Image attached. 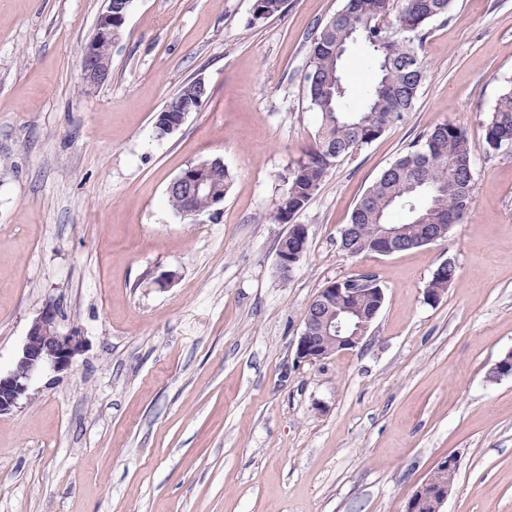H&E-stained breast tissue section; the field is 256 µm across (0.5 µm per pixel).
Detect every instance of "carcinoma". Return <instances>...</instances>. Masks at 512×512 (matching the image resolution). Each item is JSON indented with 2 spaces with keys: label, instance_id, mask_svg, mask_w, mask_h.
I'll return each instance as SVG.
<instances>
[{
  "label": "carcinoma",
  "instance_id": "carcinoma-1",
  "mask_svg": "<svg viewBox=\"0 0 512 512\" xmlns=\"http://www.w3.org/2000/svg\"><path fill=\"white\" fill-rule=\"evenodd\" d=\"M285 0H254L252 21L280 14ZM453 0H404L395 23H385L390 0H346L313 39L304 74V94L321 118L318 141L307 158L298 162L288 179L271 220L292 224L307 206L328 169L339 159L371 143L411 111L424 78L416 41L422 31L448 15ZM360 37L373 52L374 76L360 92L345 80L341 68L345 48ZM486 143L493 151L512 148V89L498 98L486 127ZM474 181L468 140L453 123L436 126L425 141L409 147L387 168L355 205L350 223L363 233L344 252L350 256L375 253L376 225L392 224L413 233L420 224H447L458 213L469 212L474 191L464 183ZM405 212L393 219L395 209ZM457 276L456 269L433 274L428 287L445 292Z\"/></svg>",
  "mask_w": 512,
  "mask_h": 512
}]
</instances>
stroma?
<instances>
[{
    "mask_svg": "<svg viewBox=\"0 0 512 512\" xmlns=\"http://www.w3.org/2000/svg\"><path fill=\"white\" fill-rule=\"evenodd\" d=\"M343 4L287 0L255 23L253 0H132L112 77L88 89L103 0H0V370L46 302L84 339L0 416V512H405L448 456L441 512H512V377H489L512 353V151L485 139L512 89V0H454L426 28L412 111L329 169L284 280L288 227L268 216L317 140L303 75ZM195 79L199 110L159 136ZM446 122L468 139L471 212L432 244L341 251L364 192ZM215 158L223 204L176 215L170 183ZM447 260L457 278L427 301ZM358 275L384 291L364 342L298 360L310 301ZM194 94V86L193 81L183 83L180 87V89L166 102V104L163 106L160 112H158L156 118H155V124L157 132L159 133L161 130L164 129V125L167 122V117L172 116V120L169 121L168 125L166 126V132L167 134H172L179 130V128L185 123L187 117L191 112H196L199 109L200 104H190L187 106H182L181 108H178L175 112L177 114L172 115L173 113H169L165 110V106L177 99H186V98H192Z\"/></svg>",
    "mask_w": 512,
    "mask_h": 512,
    "instance_id": "1",
    "label": "stroma"
}]
</instances>
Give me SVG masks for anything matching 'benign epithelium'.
I'll use <instances>...</instances> for the list:
<instances>
[{"label": "benign epithelium", "mask_w": 512, "mask_h": 512, "mask_svg": "<svg viewBox=\"0 0 512 512\" xmlns=\"http://www.w3.org/2000/svg\"><path fill=\"white\" fill-rule=\"evenodd\" d=\"M131 0H105V9L99 15L94 36L84 48L81 58V70L86 86L96 87L109 78L110 68L98 57L97 43L101 40L112 41V30L124 25ZM199 109V105L190 104L177 109L166 126V132L172 134L185 123L190 113ZM218 173L209 171L201 165L180 173L172 182L170 189L176 190L187 198L214 190ZM452 225L420 224L414 236L406 239L391 228L382 229V255H392L411 249L415 244H430L448 237ZM296 235L303 241L301 249L290 251L285 247L278 250L277 267L286 274L301 260L303 248L308 241L304 224L294 225ZM344 296L363 299V309L352 311L346 308H331L334 297ZM384 301L382 288H346L344 282L330 284L320 291L307 306L303 322L304 327L297 342V357L306 362L320 361L331 352L324 349V343H335V351H347L357 348L365 339L374 319ZM83 349V338L76 329L64 332L60 328V311L53 302H47L32 320L25 340L16 353L11 368L0 372V416L19 408L21 402L29 397L28 391L32 378L44 371L60 374L67 372L74 357ZM448 498V487L437 485L432 478L424 480L407 502L406 512H440Z\"/></svg>", "instance_id": "7a95c632"}]
</instances>
